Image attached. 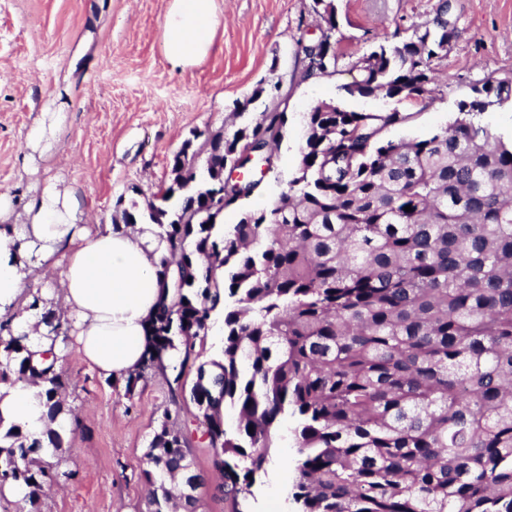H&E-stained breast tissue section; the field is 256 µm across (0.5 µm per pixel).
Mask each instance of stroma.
<instances>
[{"label": "stroma", "instance_id": "stroma-1", "mask_svg": "<svg viewBox=\"0 0 512 512\" xmlns=\"http://www.w3.org/2000/svg\"><path fill=\"white\" fill-rule=\"evenodd\" d=\"M449 3L454 33L433 60L435 100L349 95L350 62L379 44L396 45L433 25ZM170 0H0V192L24 204L51 176L74 192L89 224L111 222L118 198L152 196L171 179L174 155L193 135L231 127L236 103L256 86L288 94V133L277 169L247 207H269L287 190L301 158L305 116L324 101L353 111L399 108L410 120L392 127L395 141L422 139L448 126L459 101L488 78H512V0H333L334 38L342 55L336 72L309 79L304 45L323 24L313 0H217L219 26L209 54L188 67L165 56L161 26ZM64 103L66 120L54 158L25 173L26 135L43 106ZM67 383L59 398L79 419L63 431L58 453L77 477L41 496L36 512H149L142 478L147 451L169 407L166 375L148 373L134 393L74 353L67 325ZM177 422L190 427L191 460L205 478L199 512H293L297 450L293 418L278 421L263 472L240 506L214 496L211 448L196 430L197 409L180 402Z\"/></svg>", "mask_w": 512, "mask_h": 512}]
</instances>
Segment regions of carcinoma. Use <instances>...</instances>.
<instances>
[{"label":"carcinoma","mask_w":512,"mask_h":512,"mask_svg":"<svg viewBox=\"0 0 512 512\" xmlns=\"http://www.w3.org/2000/svg\"><path fill=\"white\" fill-rule=\"evenodd\" d=\"M452 32L448 21L356 58L349 94L434 101L430 65ZM306 54L309 77L333 74L341 60L328 40ZM472 92L448 127L411 141L386 137L408 112L314 106L288 190L268 208H240L226 229L224 209L258 184L225 185L224 208H214L222 163L247 145L273 154L288 132L287 101L248 112L258 87L233 113L236 129L205 138L204 173L175 159L146 207L119 200L115 228L156 224L167 243L158 276L171 295L148 325L143 368L179 360L172 402L189 393L232 503L251 493L288 415L298 512H512V146L471 119L512 99V79ZM218 311L221 355L203 361L196 343ZM26 341L0 337V382L39 378L48 418L71 415L55 370L65 350L39 369ZM223 405L238 411L233 432ZM60 443L56 430L31 443L0 431V486H24L34 508L44 486L73 481L59 460L26 464ZM190 453L164 412L142 471L152 512H177L165 476L198 477Z\"/></svg>","instance_id":"carcinoma-1"}]
</instances>
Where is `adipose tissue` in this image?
Masks as SVG:
<instances>
[{
    "label": "adipose tissue",
    "instance_id": "1",
    "mask_svg": "<svg viewBox=\"0 0 512 512\" xmlns=\"http://www.w3.org/2000/svg\"><path fill=\"white\" fill-rule=\"evenodd\" d=\"M219 19L216 0H171L162 29L169 61L189 66L206 57ZM65 116L41 113L27 134L25 171L56 153V134ZM165 245L152 224L114 228L87 224L63 180L45 181L23 207L0 193V315H10L13 333L27 334L34 356L52 347L41 309L31 308L30 287L49 280L43 297L62 319H76L78 352L100 374L125 378L137 373L150 346L147 326L162 298L157 271ZM41 380L0 382V426L27 438L41 437L48 423L40 398Z\"/></svg>",
    "mask_w": 512,
    "mask_h": 512
}]
</instances>
